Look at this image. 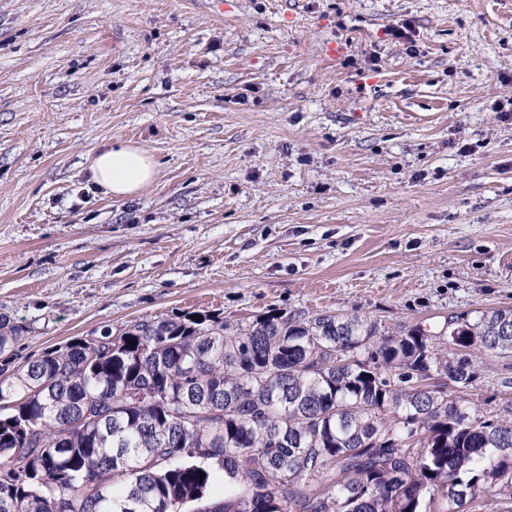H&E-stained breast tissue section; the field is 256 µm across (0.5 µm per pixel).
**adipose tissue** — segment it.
<instances>
[{"label":"adipose tissue","instance_id":"ef3b65f1","mask_svg":"<svg viewBox=\"0 0 512 512\" xmlns=\"http://www.w3.org/2000/svg\"><path fill=\"white\" fill-rule=\"evenodd\" d=\"M157 174L154 160L143 149L117 140L100 151L91 165V180L106 194L124 198L137 193Z\"/></svg>","mask_w":512,"mask_h":512}]
</instances>
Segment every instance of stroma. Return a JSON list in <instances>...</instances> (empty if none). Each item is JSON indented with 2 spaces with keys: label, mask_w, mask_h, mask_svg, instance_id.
Wrapping results in <instances>:
<instances>
[{
  "label": "stroma",
  "mask_w": 512,
  "mask_h": 512,
  "mask_svg": "<svg viewBox=\"0 0 512 512\" xmlns=\"http://www.w3.org/2000/svg\"><path fill=\"white\" fill-rule=\"evenodd\" d=\"M511 98L512 0H0L20 356L188 311L512 308ZM115 139L157 163L118 200L89 170ZM479 370L512 402V356Z\"/></svg>",
  "instance_id": "1"
}]
</instances>
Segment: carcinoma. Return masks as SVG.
Segmentation results:
<instances>
[{
  "instance_id": "obj_1",
  "label": "carcinoma",
  "mask_w": 512,
  "mask_h": 512,
  "mask_svg": "<svg viewBox=\"0 0 512 512\" xmlns=\"http://www.w3.org/2000/svg\"><path fill=\"white\" fill-rule=\"evenodd\" d=\"M24 333L0 314V512H185L217 471L240 489L196 512H512V403L473 393L512 309L185 313L21 361Z\"/></svg>"
}]
</instances>
